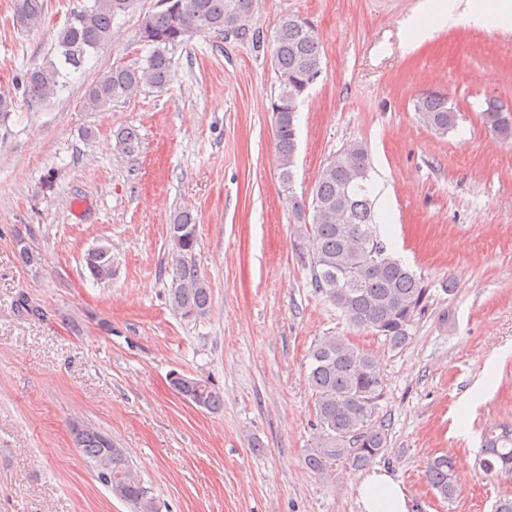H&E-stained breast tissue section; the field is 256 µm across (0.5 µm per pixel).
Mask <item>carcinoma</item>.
<instances>
[{
    "instance_id": "obj_1",
    "label": "carcinoma",
    "mask_w": 512,
    "mask_h": 512,
    "mask_svg": "<svg viewBox=\"0 0 512 512\" xmlns=\"http://www.w3.org/2000/svg\"><path fill=\"white\" fill-rule=\"evenodd\" d=\"M134 0H92L74 11L57 32L51 56L24 75V90L33 102L43 101L64 90L67 74L82 68L89 58L112 39V22L132 8ZM253 0H169L166 8L145 17L142 41L150 51L142 62L116 65L91 83L85 107L103 110L146 87L163 89L171 80L169 48L181 44L190 32L221 33L245 38ZM43 0H13V20L21 29L42 22ZM273 61L279 93L275 102L288 107L272 112L279 154V178L285 190L292 189L296 151L295 114L302 97L299 82L321 73V49L314 28L289 15L273 36ZM420 120L445 135L456 129L458 113L447 97L428 92L416 99ZM482 124L502 140L512 139V112L491 103L480 112ZM372 165L367 150L358 143L347 145L329 157L319 171L311 205L292 200L299 217L312 210L310 223L300 225L298 254L308 263L311 286L341 311L353 325L384 337L394 348L410 339V329L426 309L429 288L423 278L396 258L387 240L377 231L371 199ZM173 223L192 230L171 239L174 288L171 303L181 317L197 320L211 307L210 288L200 276L195 261L198 245L193 231L196 219L188 210L174 215ZM85 269L100 283L112 279V250L101 244L84 257ZM308 382L315 393L320 447L312 449L307 467L319 474L333 462L344 459L363 467L389 447L388 430L377 422L379 402L384 396L385 377L379 363L368 352L343 336H327L309 352ZM193 398L203 409L217 412L224 406L220 389L204 379H192ZM75 441L92 465L104 461L108 449L104 434L75 428ZM112 494L130 504L134 512H157L155 498L134 470L122 448L112 450ZM482 471L491 478L512 476V425L490 430L480 451ZM453 460L446 454L431 458L426 480L446 502L457 496Z\"/></svg>"
}]
</instances>
